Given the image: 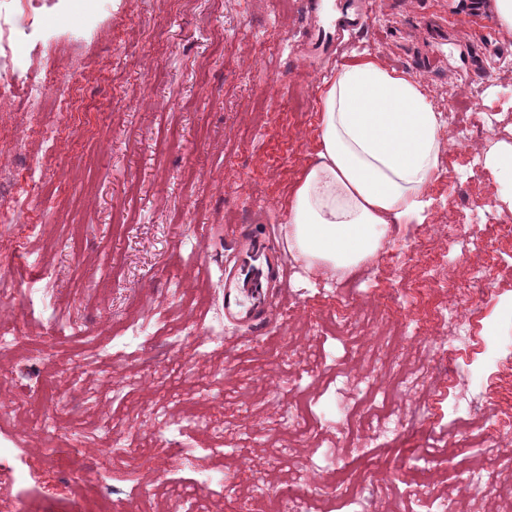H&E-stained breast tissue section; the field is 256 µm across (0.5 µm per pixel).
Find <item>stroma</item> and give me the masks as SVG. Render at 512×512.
I'll return each mask as SVG.
<instances>
[{
    "mask_svg": "<svg viewBox=\"0 0 512 512\" xmlns=\"http://www.w3.org/2000/svg\"><path fill=\"white\" fill-rule=\"evenodd\" d=\"M458 0H374L345 36L344 59L365 52L419 79L442 115L440 172L424 223L399 224L354 272L294 271L273 324L245 334L224 316L230 225L272 224L287 248L291 191L314 154L323 86L334 73L315 38L322 0H49L40 32L18 53L28 78L57 53L48 103L0 106V192L16 223H0V274L22 294L5 321L28 344L0 364V512L63 486L38 448L100 450L127 463L68 486V512L111 496L112 512H169L180 493L226 475L192 512L259 507L296 472L330 456L373 512H430L419 478L473 512L475 470L511 455L512 208L484 165L512 143V31L492 0L469 22ZM84 111L50 108L61 92ZM495 123L482 127L479 114ZM488 221L482 239L467 227ZM463 225L448 241L449 225ZM482 296H475V289ZM484 304L472 347L455 352L452 314ZM83 330L44 339L54 316ZM355 321L337 332L336 321ZM394 331L425 386L392 403L395 432L371 446L348 436L345 413L381 402L389 358L372 341ZM140 340L131 341L132 332ZM318 367L306 371L300 352ZM312 429L289 435L295 402ZM24 473L18 483L16 473ZM434 491V492H435Z\"/></svg>",
    "mask_w": 512,
    "mask_h": 512,
    "instance_id": "1",
    "label": "stroma"
}]
</instances>
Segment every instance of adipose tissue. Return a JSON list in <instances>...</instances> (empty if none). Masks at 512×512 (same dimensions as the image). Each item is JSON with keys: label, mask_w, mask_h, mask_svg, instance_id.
<instances>
[{"label": "adipose tissue", "mask_w": 512, "mask_h": 512, "mask_svg": "<svg viewBox=\"0 0 512 512\" xmlns=\"http://www.w3.org/2000/svg\"><path fill=\"white\" fill-rule=\"evenodd\" d=\"M441 129L415 77L366 53L336 72L322 91L318 151L288 208V241L309 268L350 272L391 225L424 221Z\"/></svg>", "instance_id": "adipose-tissue-1"}]
</instances>
